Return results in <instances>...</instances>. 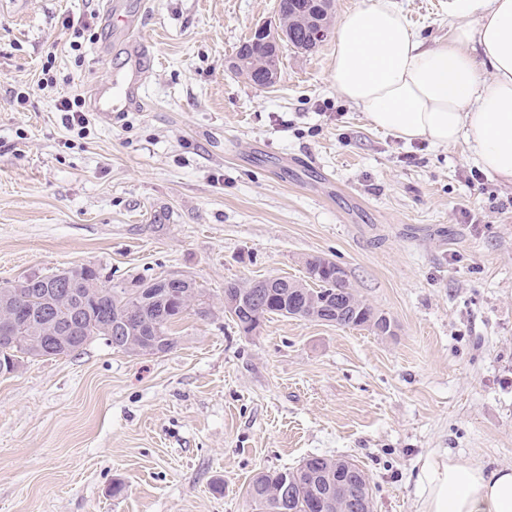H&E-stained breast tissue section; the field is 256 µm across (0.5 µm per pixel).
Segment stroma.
<instances>
[{
	"label": "stroma",
	"mask_w": 512,
	"mask_h": 512,
	"mask_svg": "<svg viewBox=\"0 0 512 512\" xmlns=\"http://www.w3.org/2000/svg\"><path fill=\"white\" fill-rule=\"evenodd\" d=\"M395 3L450 35L429 0ZM101 8L0 0V284L92 264L193 279L213 305L165 353L97 340L0 375V512H255L252 478L312 455L357 461L374 512H418L434 449L512 466V184L474 186L465 143L374 129L332 84L334 39L284 48L272 87L235 74L278 0H147L144 109L69 130L58 98L123 64ZM314 257L393 335L225 315L227 283L304 284Z\"/></svg>",
	"instance_id": "35a3bbf8"
}]
</instances>
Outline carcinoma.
Masks as SVG:
<instances>
[{"label":"carcinoma","mask_w":512,"mask_h":512,"mask_svg":"<svg viewBox=\"0 0 512 512\" xmlns=\"http://www.w3.org/2000/svg\"><path fill=\"white\" fill-rule=\"evenodd\" d=\"M311 0H291L288 9H278L279 24L294 30L289 45L298 49L306 38L304 18L313 14ZM267 52L257 43L242 57L234 70L250 83L263 86L262 77ZM331 264L321 268L307 261L306 288L309 299L321 307L340 291L351 299L350 314L341 318L342 327L372 325L376 334L390 332L387 320L363 301L347 279H336ZM224 293L240 296L237 307L229 312L236 325L246 334L252 333L269 315H293L304 297L291 293L283 283L272 288H256V282H230ZM198 285L188 279L168 282L161 276L139 280L129 288L103 277L91 265L75 266L62 272L34 274L21 285L0 286V323L14 330L11 341L0 342V374H10L27 359L56 357L81 351L95 339L108 347L136 353L149 341L150 353L171 350L177 343L172 328L190 311L205 304ZM344 459L312 455L295 468L260 473L249 486L248 495L257 512H336L344 504L336 503V468ZM319 474V480L331 478V504L321 507L306 482L305 469Z\"/></svg>","instance_id":"1"}]
</instances>
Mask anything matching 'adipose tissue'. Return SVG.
I'll return each instance as SVG.
<instances>
[{
    "instance_id": "adipose-tissue-1",
    "label": "adipose tissue",
    "mask_w": 512,
    "mask_h": 512,
    "mask_svg": "<svg viewBox=\"0 0 512 512\" xmlns=\"http://www.w3.org/2000/svg\"><path fill=\"white\" fill-rule=\"evenodd\" d=\"M454 26L428 43L393 0L348 11L331 80L378 129L437 146L468 141L484 170L512 183V0H448ZM418 512H512V466L436 450L414 480Z\"/></svg>"
}]
</instances>
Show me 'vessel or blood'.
Listing matches in <instances>:
<instances>
[{"label":"vessel or blood","instance_id":"obj_1","mask_svg":"<svg viewBox=\"0 0 512 512\" xmlns=\"http://www.w3.org/2000/svg\"><path fill=\"white\" fill-rule=\"evenodd\" d=\"M116 16L122 21L116 35L128 65L123 70L111 73L104 82L96 86L90 98L92 111L106 115L123 113L143 105V76L153 59L149 41L138 30L135 18L129 14H121L119 6H106L104 21H111Z\"/></svg>","mask_w":512,"mask_h":512}]
</instances>
